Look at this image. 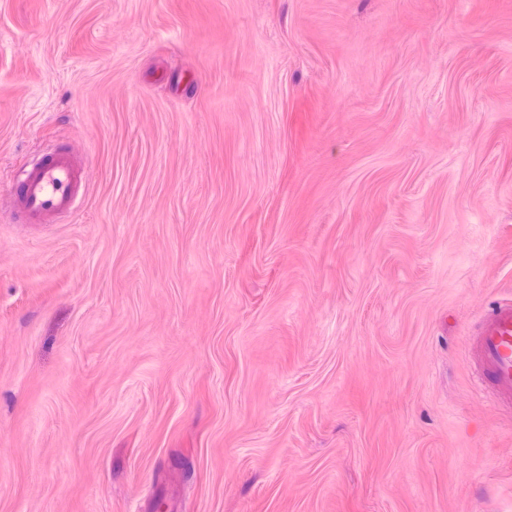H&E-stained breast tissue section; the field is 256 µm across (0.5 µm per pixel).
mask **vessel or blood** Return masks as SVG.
Segmentation results:
<instances>
[{
	"mask_svg": "<svg viewBox=\"0 0 512 512\" xmlns=\"http://www.w3.org/2000/svg\"><path fill=\"white\" fill-rule=\"evenodd\" d=\"M82 179L73 157L56 151L37 159L24 178L12 186L10 197L30 224L46 216H70ZM476 369L492 387L497 403L512 405V301L489 306L475 338Z\"/></svg>",
	"mask_w": 512,
	"mask_h": 512,
	"instance_id": "b4317fda",
	"label": "vessel or blood"
}]
</instances>
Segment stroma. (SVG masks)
<instances>
[{
  "instance_id": "obj_1",
  "label": "stroma",
  "mask_w": 512,
  "mask_h": 512,
  "mask_svg": "<svg viewBox=\"0 0 512 512\" xmlns=\"http://www.w3.org/2000/svg\"><path fill=\"white\" fill-rule=\"evenodd\" d=\"M508 298L512 0H0V512H512ZM82 179L70 153L61 150L37 159L10 189V199L28 224L51 215L67 218L80 194ZM476 369L498 404L512 405V301L489 306L475 338Z\"/></svg>"
}]
</instances>
